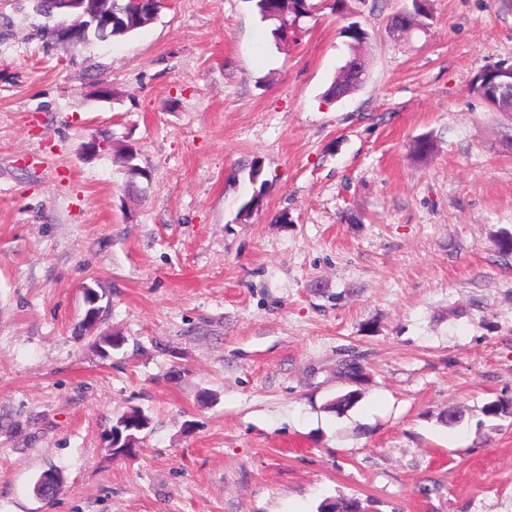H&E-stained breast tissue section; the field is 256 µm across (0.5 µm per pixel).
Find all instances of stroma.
I'll use <instances>...</instances> for the list:
<instances>
[{
  "mask_svg": "<svg viewBox=\"0 0 512 512\" xmlns=\"http://www.w3.org/2000/svg\"><path fill=\"white\" fill-rule=\"evenodd\" d=\"M312 2L280 45L251 0H165L76 46L0 0V512H512V112L470 90L512 0L399 35L407 0ZM351 22L366 78L329 103ZM126 415L127 413L119 416L115 423L112 424L109 431L112 433V437L110 434L107 435V442H109V447L112 449L113 453L115 448L112 447V439H114V443L118 445L116 451H120L127 446V441L132 438V436L138 437L143 432L140 430L141 427L150 425V418L139 409H132L129 412V416L126 417ZM133 447L134 448H125V450L119 452V454L133 453L135 445H133Z\"/></svg>",
  "mask_w": 512,
  "mask_h": 512,
  "instance_id": "stroma-1",
  "label": "stroma"
}]
</instances>
